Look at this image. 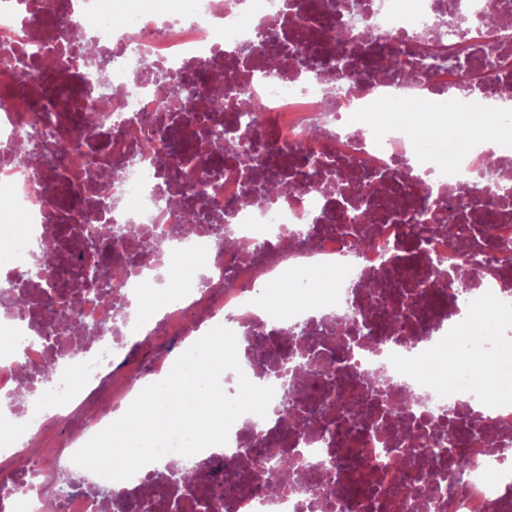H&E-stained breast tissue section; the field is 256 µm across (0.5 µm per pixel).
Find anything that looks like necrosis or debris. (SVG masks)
I'll return each mask as SVG.
<instances>
[{
  "label": "necrosis or debris",
  "mask_w": 512,
  "mask_h": 512,
  "mask_svg": "<svg viewBox=\"0 0 512 512\" xmlns=\"http://www.w3.org/2000/svg\"><path fill=\"white\" fill-rule=\"evenodd\" d=\"M175 2L0 0V204L24 237L0 260V395L26 390L16 419L34 403L58 407L22 446L0 448V512H112L74 453L219 325L241 366L224 381L273 387L267 415H241L223 449L169 453L167 474L143 466L114 497L138 512H512V477H488L493 449L512 447V392L496 381L512 339L488 343L474 326L512 320V203L491 200L487 232L460 191L484 179L488 155H512V0H357L355 25L343 0ZM77 13L95 23L87 49L65 34ZM263 23L266 51L245 52ZM439 39L451 56L432 69L424 53ZM391 56L398 67L380 73ZM150 65L173 73L174 90L152 84ZM215 70L230 76L232 103L266 101L255 126L210 112ZM39 108L69 151L34 168L15 147ZM448 112L465 118L455 151L437 132ZM212 125L258 137L261 153L208 177L201 207L226 222L201 230L182 204L200 158L175 141L206 144ZM347 173L359 180L338 194ZM363 212L375 225L355 253ZM437 212L467 225L495 268L462 303L458 251L414 222ZM106 222L142 235L99 255L86 229ZM228 235L250 251L225 248ZM46 238V279L13 288ZM92 263L111 300L80 294ZM323 277L335 283L327 295ZM67 310L103 335L68 330ZM303 322L310 335H293ZM452 426L457 441L440 444ZM270 451L295 467L274 492L260 464ZM459 455L468 468L450 470ZM226 480L234 489L219 495Z\"/></svg>",
  "instance_id": "4bbe7bcc"
}]
</instances>
